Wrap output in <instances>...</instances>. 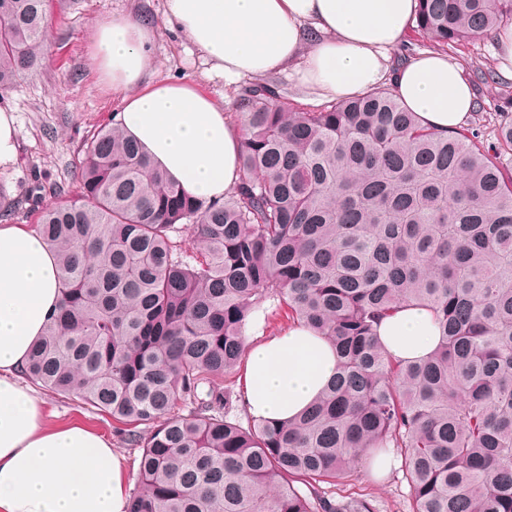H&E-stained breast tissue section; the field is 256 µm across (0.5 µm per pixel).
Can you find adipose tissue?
<instances>
[{"mask_svg":"<svg viewBox=\"0 0 512 512\" xmlns=\"http://www.w3.org/2000/svg\"><path fill=\"white\" fill-rule=\"evenodd\" d=\"M417 9L418 0H164L166 22L225 81L288 74L336 98L387 79L424 125L453 131L475 108L464 66L434 50L393 56ZM154 34L129 14L95 33L93 58L120 96L116 118L186 194L223 200L241 180L242 127L193 82L153 79ZM59 275L36 232L0 224V512H125L124 456L84 425L47 427L42 400L19 380L61 303ZM378 336L406 360L426 358L439 343L430 311L416 305L386 317ZM337 369L334 349L307 328L248 344L242 405L254 418L287 422Z\"/></svg>","mask_w":512,"mask_h":512,"instance_id":"obj_1","label":"adipose tissue"}]
</instances>
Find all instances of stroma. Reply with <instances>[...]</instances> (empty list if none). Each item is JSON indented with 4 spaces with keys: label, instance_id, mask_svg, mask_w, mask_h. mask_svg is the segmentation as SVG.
<instances>
[{
    "label": "stroma",
    "instance_id": "obj_1",
    "mask_svg": "<svg viewBox=\"0 0 512 512\" xmlns=\"http://www.w3.org/2000/svg\"><path fill=\"white\" fill-rule=\"evenodd\" d=\"M162 10L163 0H49V31L40 66L0 93V106H11L16 116L18 159L0 167V197L14 209L12 223L33 229L40 212L58 203L59 192L70 197L80 193L73 171L83 145L119 110L117 95L102 80L92 57L96 28L113 15H140L155 25L157 79L194 82L223 101L227 110H234L239 85L209 74L208 64L193 52L187 38L165 27ZM494 50L493 39L481 35L448 52L475 80L478 104L466 126L478 132L488 148L495 146L499 126L512 119V82L498 78ZM41 396L48 427L83 424L111 441L127 459L136 457V450L115 433L109 414L46 390ZM336 491L369 494L378 512H409L410 487L397 468L381 479L356 468Z\"/></svg>",
    "mask_w": 512,
    "mask_h": 512
}]
</instances>
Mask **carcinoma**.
<instances>
[{
	"label": "carcinoma",
	"instance_id": "carcinoma-1",
	"mask_svg": "<svg viewBox=\"0 0 512 512\" xmlns=\"http://www.w3.org/2000/svg\"><path fill=\"white\" fill-rule=\"evenodd\" d=\"M509 25L512 0H419L415 22L436 51ZM46 33V0H0V92ZM234 116L243 176L221 202L187 195L118 123L86 143L80 197L36 224L62 304L26 378L139 449L127 512H376L333 488L389 448L411 512H512V120L490 152L422 125L389 84L317 109L251 84ZM268 300L340 360L286 424L230 416L218 387ZM409 303L439 329L420 362L377 337Z\"/></svg>",
	"mask_w": 512,
	"mask_h": 512
}]
</instances>
